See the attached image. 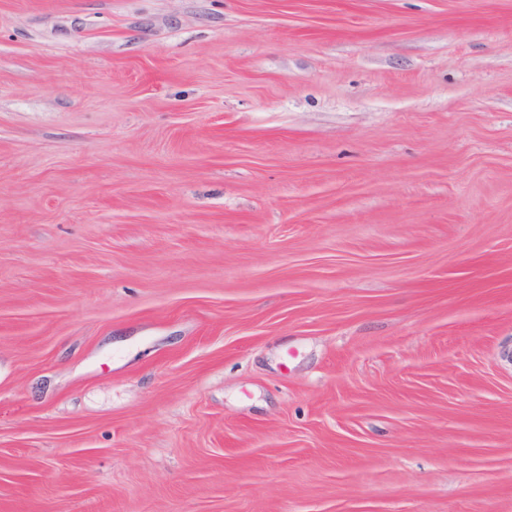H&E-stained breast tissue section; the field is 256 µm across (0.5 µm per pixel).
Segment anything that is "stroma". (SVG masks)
<instances>
[{
    "mask_svg": "<svg viewBox=\"0 0 512 512\" xmlns=\"http://www.w3.org/2000/svg\"><path fill=\"white\" fill-rule=\"evenodd\" d=\"M0 512H512V0H0Z\"/></svg>",
    "mask_w": 512,
    "mask_h": 512,
    "instance_id": "35a3bbf8",
    "label": "stroma"
}]
</instances>
